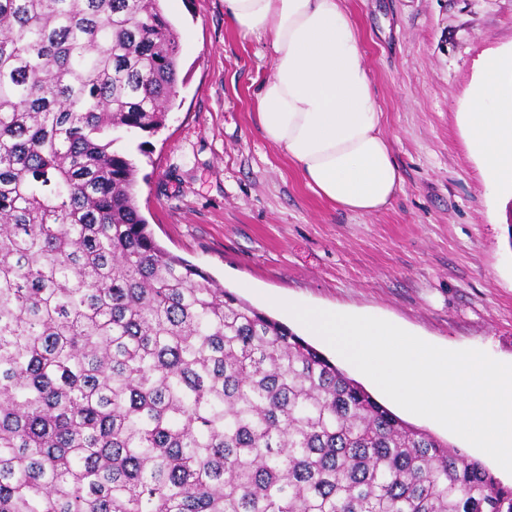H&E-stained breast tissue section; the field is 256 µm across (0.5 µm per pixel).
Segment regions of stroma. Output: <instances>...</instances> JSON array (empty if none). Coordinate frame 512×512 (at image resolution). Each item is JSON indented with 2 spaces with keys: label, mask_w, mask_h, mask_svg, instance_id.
Wrapping results in <instances>:
<instances>
[{
  "label": "stroma",
  "mask_w": 512,
  "mask_h": 512,
  "mask_svg": "<svg viewBox=\"0 0 512 512\" xmlns=\"http://www.w3.org/2000/svg\"><path fill=\"white\" fill-rule=\"evenodd\" d=\"M402 186L381 211L349 213L314 194L259 130L266 42L245 38L224 0H166L180 34L178 97L166 125L127 143L136 199L155 240L225 288L333 349L284 310L304 304L387 320L448 350L512 364V192L486 185L461 113L482 61L512 50V0H345ZM337 365L387 396L344 358ZM406 422L512 474L436 421Z\"/></svg>",
  "instance_id": "35a3bbf8"
}]
</instances>
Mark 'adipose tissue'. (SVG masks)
<instances>
[{"label": "adipose tissue", "mask_w": 512, "mask_h": 512, "mask_svg": "<svg viewBox=\"0 0 512 512\" xmlns=\"http://www.w3.org/2000/svg\"><path fill=\"white\" fill-rule=\"evenodd\" d=\"M341 2L224 0V10L242 35L270 48L273 74L253 91L265 139L317 196L371 214L389 204L402 178L359 33ZM463 123L486 183L512 188V55L484 60Z\"/></svg>", "instance_id": "1"}]
</instances>
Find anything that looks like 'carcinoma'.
Segmentation results:
<instances>
[{
  "label": "carcinoma",
  "mask_w": 512,
  "mask_h": 512,
  "mask_svg": "<svg viewBox=\"0 0 512 512\" xmlns=\"http://www.w3.org/2000/svg\"><path fill=\"white\" fill-rule=\"evenodd\" d=\"M160 0H0V512H512L284 323L161 247Z\"/></svg>",
  "instance_id": "1"
}]
</instances>
